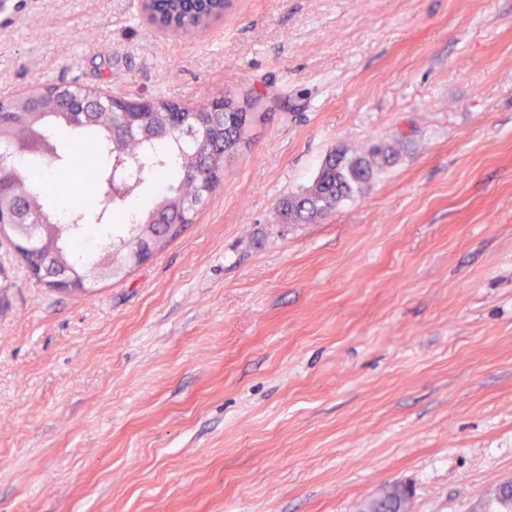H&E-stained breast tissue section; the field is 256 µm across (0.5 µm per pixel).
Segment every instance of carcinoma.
Listing matches in <instances>:
<instances>
[{
  "instance_id": "obj_1",
  "label": "carcinoma",
  "mask_w": 512,
  "mask_h": 512,
  "mask_svg": "<svg viewBox=\"0 0 512 512\" xmlns=\"http://www.w3.org/2000/svg\"><path fill=\"white\" fill-rule=\"evenodd\" d=\"M229 0H163L162 22L182 34L204 27L223 13ZM82 90L69 85L49 94L36 112L11 99L0 100V148L15 152L4 172L8 191L0 197V229L10 227L21 198L27 201L29 222L39 226L36 247L24 258L31 268L50 266L73 270L80 287L90 292L95 281L85 269L102 255L109 242L93 253L84 252L86 237L100 231L116 213L129 216V248L124 265L139 264L144 250L156 252L178 237L194 221L197 207L208 203L224 181V160L250 144L242 118L254 112L256 100L223 93L224 111L206 104L189 106L160 100L144 112H122L103 97L89 112L68 110L65 95ZM54 129L78 134L75 151L60 163L50 138ZM388 160L379 143L359 153L339 150L328 155L312 184L285 198L280 207L286 224H300L333 212L354 198ZM91 166L98 192L93 201L64 212L47 204L60 195L62 176L73 168ZM157 185L150 202L141 208L131 202L146 182ZM410 492L393 484L370 504V512H406Z\"/></svg>"
}]
</instances>
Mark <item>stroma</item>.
<instances>
[{"label": "stroma", "mask_w": 512, "mask_h": 512, "mask_svg": "<svg viewBox=\"0 0 512 512\" xmlns=\"http://www.w3.org/2000/svg\"><path fill=\"white\" fill-rule=\"evenodd\" d=\"M259 101L181 236L95 292L0 234V512H482L512 481V0H0V98ZM394 161L306 224L337 148ZM228 2L229 0H208L188 4L184 0H165L159 10L163 24L172 25L179 33L189 34L208 25L214 17L223 13ZM409 497L405 486L393 484L371 501L370 512H405Z\"/></svg>", "instance_id": "35a3bbf8"}]
</instances>
